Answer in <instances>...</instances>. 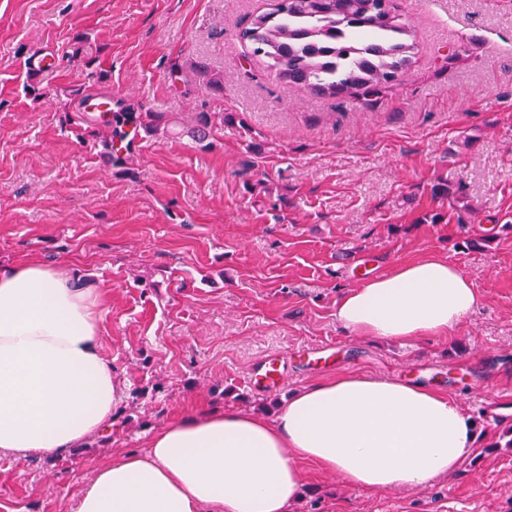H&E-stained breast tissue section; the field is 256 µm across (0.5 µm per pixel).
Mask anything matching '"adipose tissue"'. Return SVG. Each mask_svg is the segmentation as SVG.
<instances>
[{
	"instance_id": "ef3b65f1",
	"label": "adipose tissue",
	"mask_w": 512,
	"mask_h": 512,
	"mask_svg": "<svg viewBox=\"0 0 512 512\" xmlns=\"http://www.w3.org/2000/svg\"><path fill=\"white\" fill-rule=\"evenodd\" d=\"M107 294L60 265L0 262V456H68L108 434L127 387L102 350ZM456 264L425 257L343 292L336 320L363 338L441 337L480 307ZM475 423L447 394L340 374L292 394L274 418L201 409L153 431L143 452L95 466L75 512H289L315 462L369 491L453 473Z\"/></svg>"
}]
</instances>
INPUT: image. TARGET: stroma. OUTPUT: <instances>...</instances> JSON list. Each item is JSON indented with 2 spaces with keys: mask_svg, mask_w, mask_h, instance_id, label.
Here are the masks:
<instances>
[{
  "mask_svg": "<svg viewBox=\"0 0 512 512\" xmlns=\"http://www.w3.org/2000/svg\"><path fill=\"white\" fill-rule=\"evenodd\" d=\"M273 5L0 0V262L65 263L107 288L103 349L129 387L111 437L63 458L0 457V512H74L95 465L143 450L196 402L272 418L345 372L444 391L474 417L475 449L417 489L366 492L303 464L291 512H512V0H398L416 55L373 108L248 63L239 32ZM462 43L469 60L448 62ZM36 53L52 73L27 75ZM190 60L223 71V93L184 95L170 65ZM93 70L106 80L89 84ZM105 94L211 113L210 144L144 137L114 167L104 127L72 122ZM443 184L464 187L468 214ZM427 254L483 294L466 323L402 342L341 328V291ZM272 357L287 381L254 389L249 373Z\"/></svg>",
  "mask_w": 512,
  "mask_h": 512,
  "instance_id": "35a3bbf8",
  "label": "stroma"
}]
</instances>
